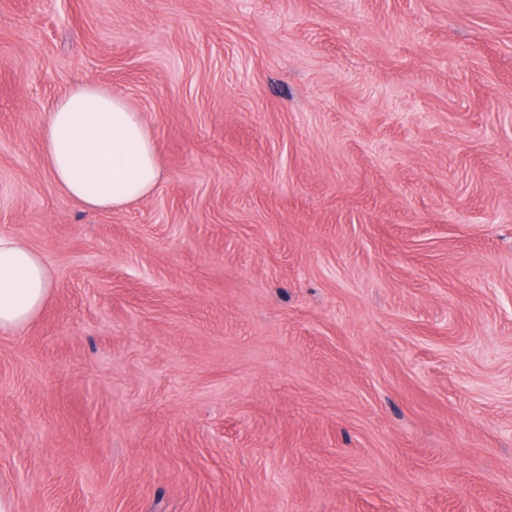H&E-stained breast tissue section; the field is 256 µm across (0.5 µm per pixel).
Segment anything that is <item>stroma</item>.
Returning <instances> with one entry per match:
<instances>
[{"mask_svg": "<svg viewBox=\"0 0 512 512\" xmlns=\"http://www.w3.org/2000/svg\"><path fill=\"white\" fill-rule=\"evenodd\" d=\"M163 178L85 210L69 87ZM14 512H512V0H0ZM42 142L52 179L87 210L127 206L147 196L162 176L141 113L93 82L74 85L56 101ZM52 275L43 257L11 235L0 234V333L28 326L45 306Z\"/></svg>", "mask_w": 512, "mask_h": 512, "instance_id": "35a3bbf8", "label": "stroma"}]
</instances>
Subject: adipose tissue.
Returning <instances> with one entry per match:
<instances>
[{
    "instance_id": "adipose-tissue-1",
    "label": "adipose tissue",
    "mask_w": 512,
    "mask_h": 512,
    "mask_svg": "<svg viewBox=\"0 0 512 512\" xmlns=\"http://www.w3.org/2000/svg\"><path fill=\"white\" fill-rule=\"evenodd\" d=\"M57 186L85 209H118L147 196L162 169L141 113L93 82L74 85L48 113L42 135ZM52 275L43 257L0 234V333L28 326L45 306Z\"/></svg>"
}]
</instances>
